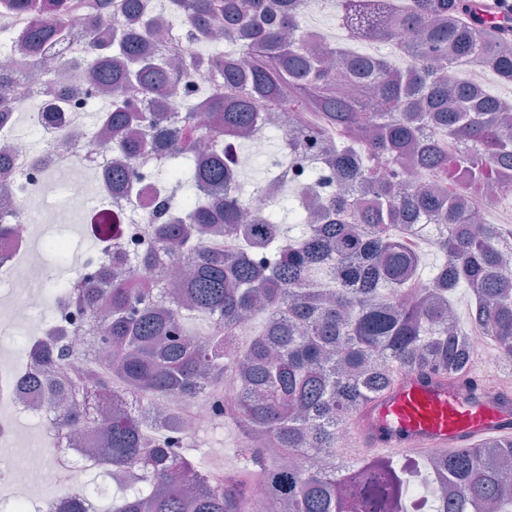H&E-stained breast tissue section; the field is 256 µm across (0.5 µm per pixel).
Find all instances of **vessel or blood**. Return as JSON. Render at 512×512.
Wrapping results in <instances>:
<instances>
[{"mask_svg": "<svg viewBox=\"0 0 512 512\" xmlns=\"http://www.w3.org/2000/svg\"><path fill=\"white\" fill-rule=\"evenodd\" d=\"M512 39V0H468ZM512 429V393L485 376L456 381L412 375L397 382L356 421V451L381 454L460 448Z\"/></svg>", "mask_w": 512, "mask_h": 512, "instance_id": "1", "label": "vessel or blood"}]
</instances>
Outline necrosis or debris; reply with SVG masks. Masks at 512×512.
Segmentation results:
<instances>
[{
	"label": "necrosis or debris",
	"mask_w": 512,
	"mask_h": 512,
	"mask_svg": "<svg viewBox=\"0 0 512 512\" xmlns=\"http://www.w3.org/2000/svg\"><path fill=\"white\" fill-rule=\"evenodd\" d=\"M65 25L68 43L58 45L50 68L40 70L35 81L38 91L64 90L56 116L36 111L32 96L13 98L12 118L0 120V146L12 150L11 172L0 175V220L18 224L19 232L0 242V325H39V341L62 333L71 346L88 357L99 358L100 343L91 329L93 318L70 301L46 295L25 273L30 258L29 228L36 214L49 207L80 214L87 231L96 239L94 254L85 256L71 279L86 288L113 254L133 259L155 249L150 225L170 222L176 212L163 194L156 178L158 167L152 155L141 157L135 167L137 196L119 197L109 186L90 194L79 172L83 169L106 174L117 157L111 136L102 134L100 119L87 110L91 97L90 74L96 62L86 50L93 23L78 14L68 15ZM26 116L39 135L31 140L16 134L15 116ZM52 184L54 199L34 195V187ZM37 367L33 357L0 365V484L16 476L9 450L15 441V416L36 419L42 427L40 452L50 466L28 468L22 478L33 488H48L37 503L19 499L12 512H71L74 501H82L86 512H97L94 500L84 495L87 470L96 466L108 437L103 431L61 430L47 398L23 390L22 380Z\"/></svg>",
	"instance_id": "obj_1"
}]
</instances>
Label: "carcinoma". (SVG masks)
<instances>
[{"label": "carcinoma", "mask_w": 512, "mask_h": 512, "mask_svg": "<svg viewBox=\"0 0 512 512\" xmlns=\"http://www.w3.org/2000/svg\"><path fill=\"white\" fill-rule=\"evenodd\" d=\"M135 2L39 0L19 45L26 67L36 72L42 47L60 43L67 13L105 25L134 13ZM306 2L168 0L190 37L221 27L228 41L242 40L238 59L186 54L157 67L141 57L134 26L115 61L97 32L88 39L96 89L112 94L102 119L125 159L112 168V190L133 192L134 163L150 148L166 154L163 180L178 210L152 226L166 260L141 258L125 276L105 271L95 288L59 286L82 311L106 306L109 319L104 364L35 348L64 380L53 396L58 423L88 422L79 398L111 389L149 405L207 394L254 443L238 445L242 468L226 483L190 460L177 418L158 444L145 438L138 411L98 418L109 431L99 465L134 474L110 512H409L421 490L413 471L392 457L336 466L340 433L406 373L467 372L469 335L448 321L446 295L465 288L478 297L474 322L512 356V225L475 224L466 210L469 198L512 190V118L484 90L448 78L469 62L512 82V40L470 20L461 0H335L350 37L391 44L405 35L402 71L314 41L301 24ZM206 64L223 83L188 85L195 107L167 111L176 81ZM14 82L0 78V118ZM258 102L281 113L292 144L321 143L328 155L331 174L310 170L296 198L294 234L275 206L245 222L238 172L213 150L197 159V111L211 114L212 138L242 144L261 122ZM414 165L430 181L408 180ZM270 166L278 174L254 190L285 192L282 162ZM423 221L445 225L433 239L443 261L426 273L405 236ZM232 374L240 385L227 395ZM511 463L509 433L441 450L425 461L440 485L435 512L512 509Z\"/></svg>", "instance_id": "1"}]
</instances>
